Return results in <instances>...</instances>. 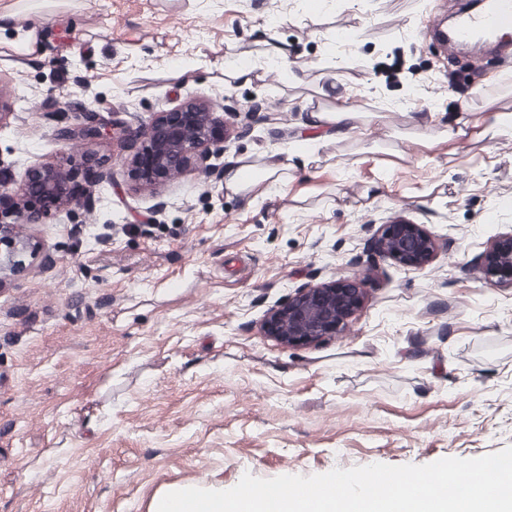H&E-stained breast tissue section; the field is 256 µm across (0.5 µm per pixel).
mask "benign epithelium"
Returning <instances> with one entry per match:
<instances>
[{
    "mask_svg": "<svg viewBox=\"0 0 512 512\" xmlns=\"http://www.w3.org/2000/svg\"><path fill=\"white\" fill-rule=\"evenodd\" d=\"M62 140L87 146L101 142L137 145L133 175L139 182L156 186L182 174L195 164L210 171L211 159L224 155V117L196 99L157 113L144 127L120 128L96 111L83 112L75 122L56 130ZM72 177L59 164L31 167L20 185L18 201L3 205L6 186L0 180V273L18 276L25 272L22 256L34 252L20 226L40 223L48 210L84 204L71 193ZM374 249L382 258L420 270L440 250L439 240L421 224L392 219L379 225ZM484 279L491 286L512 287V231L495 236L481 254ZM365 290L357 278H339L328 284L295 290L265 319V335L288 347L318 344L343 335L362 309Z\"/></svg>",
    "mask_w": 512,
    "mask_h": 512,
    "instance_id": "1",
    "label": "benign epithelium"
}]
</instances>
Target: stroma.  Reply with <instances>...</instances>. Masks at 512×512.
<instances>
[{"label": "stroma", "mask_w": 512, "mask_h": 512, "mask_svg": "<svg viewBox=\"0 0 512 512\" xmlns=\"http://www.w3.org/2000/svg\"><path fill=\"white\" fill-rule=\"evenodd\" d=\"M32 2L0 28V46H42L0 58V172L15 188L28 167L67 162L89 205L28 225L38 253L0 283V512H150L172 484L512 446V287L477 268L512 230V140L425 147L455 114L512 109V67L460 66L449 88L422 37L444 0ZM274 43L287 55L272 65ZM230 97L226 165L291 149L317 104L363 113L367 130L294 157L290 188L253 202L195 167L141 186L133 148L56 135L87 110L134 128ZM393 218L447 248L418 271L374 255ZM352 274L366 299L346 335L300 348L264 335L295 289Z\"/></svg>", "instance_id": "35a3bbf8"}]
</instances>
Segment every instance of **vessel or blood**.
Wrapping results in <instances>:
<instances>
[{
	"label": "vessel or blood",
	"mask_w": 512,
	"mask_h": 512,
	"mask_svg": "<svg viewBox=\"0 0 512 512\" xmlns=\"http://www.w3.org/2000/svg\"><path fill=\"white\" fill-rule=\"evenodd\" d=\"M441 36L454 49L498 51L503 66L512 65V0H489L485 10L459 11Z\"/></svg>",
	"instance_id": "1"
}]
</instances>
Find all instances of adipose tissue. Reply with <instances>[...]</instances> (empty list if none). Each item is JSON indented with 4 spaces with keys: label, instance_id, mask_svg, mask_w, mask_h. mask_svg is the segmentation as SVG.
Masks as SVG:
<instances>
[{
    "label": "adipose tissue",
    "instance_id": "adipose-tissue-1",
    "mask_svg": "<svg viewBox=\"0 0 512 512\" xmlns=\"http://www.w3.org/2000/svg\"><path fill=\"white\" fill-rule=\"evenodd\" d=\"M362 116L357 112H325L311 113L308 121L310 132L308 137L316 143H325L349 135L351 130L358 128ZM512 139V112L497 110L483 113L477 120L471 121L464 117H456L455 123L431 140L429 147L438 153H455L461 141H499ZM287 168L282 152L274 151L267 155L262 167L250 164L232 163L224 172V185L234 192H259L268 195L280 191L283 184V173Z\"/></svg>",
    "mask_w": 512,
    "mask_h": 512
}]
</instances>
